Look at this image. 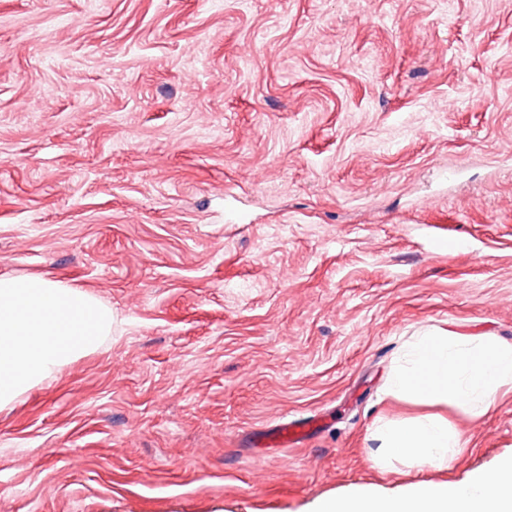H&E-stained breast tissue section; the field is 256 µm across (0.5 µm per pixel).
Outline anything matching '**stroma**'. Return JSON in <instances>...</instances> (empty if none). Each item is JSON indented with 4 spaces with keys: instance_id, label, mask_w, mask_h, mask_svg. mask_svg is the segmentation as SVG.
Listing matches in <instances>:
<instances>
[{
    "instance_id": "1",
    "label": "stroma",
    "mask_w": 512,
    "mask_h": 512,
    "mask_svg": "<svg viewBox=\"0 0 512 512\" xmlns=\"http://www.w3.org/2000/svg\"><path fill=\"white\" fill-rule=\"evenodd\" d=\"M0 275L112 312L0 409V512L496 476L512 393L476 417L384 384L425 331L512 343V0H0ZM425 416L448 464L373 465L380 421ZM312 418L281 422L275 425L263 437L270 444L277 446L302 443L307 435L318 425L316 419Z\"/></svg>"
}]
</instances>
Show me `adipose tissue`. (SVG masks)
<instances>
[{
	"instance_id": "ef3b65f1",
	"label": "adipose tissue",
	"mask_w": 512,
	"mask_h": 512,
	"mask_svg": "<svg viewBox=\"0 0 512 512\" xmlns=\"http://www.w3.org/2000/svg\"><path fill=\"white\" fill-rule=\"evenodd\" d=\"M110 325V310L85 292L41 276H1L0 408L93 350ZM386 392L442 399L486 415L512 392V343L449 333L416 337ZM377 439L372 460L379 467L395 461L437 467L461 447L460 434L439 418L380 427ZM314 512H512V456L499 462L494 481L476 470L460 483H416L393 495L362 486L318 500Z\"/></svg>"
}]
</instances>
